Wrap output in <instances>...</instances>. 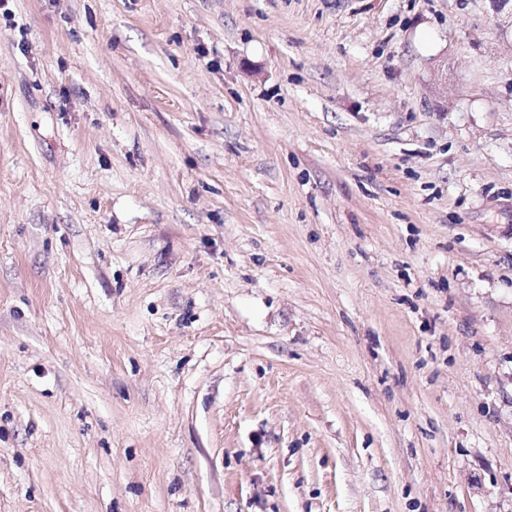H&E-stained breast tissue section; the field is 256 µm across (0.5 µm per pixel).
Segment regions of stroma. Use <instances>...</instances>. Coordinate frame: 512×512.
<instances>
[{
    "label": "stroma",
    "instance_id": "35a3bbf8",
    "mask_svg": "<svg viewBox=\"0 0 512 512\" xmlns=\"http://www.w3.org/2000/svg\"><path fill=\"white\" fill-rule=\"evenodd\" d=\"M0 512H512L489 0L0 5Z\"/></svg>",
    "mask_w": 512,
    "mask_h": 512
}]
</instances>
